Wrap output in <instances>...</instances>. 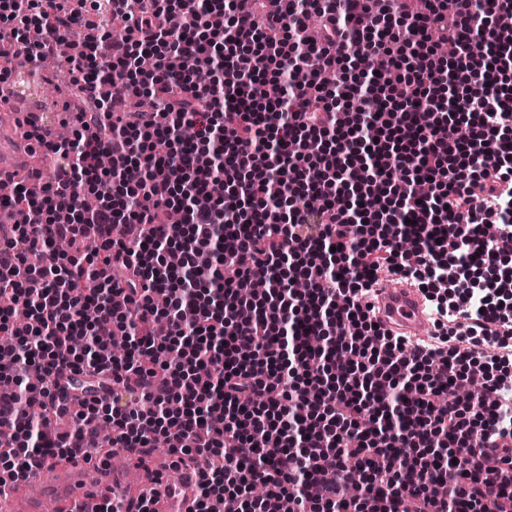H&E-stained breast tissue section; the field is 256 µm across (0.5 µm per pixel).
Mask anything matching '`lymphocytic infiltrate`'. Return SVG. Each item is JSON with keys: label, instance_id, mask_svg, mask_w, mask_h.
<instances>
[{"label": "lymphocytic infiltrate", "instance_id": "f902f5d3", "mask_svg": "<svg viewBox=\"0 0 512 512\" xmlns=\"http://www.w3.org/2000/svg\"><path fill=\"white\" fill-rule=\"evenodd\" d=\"M283 2L0 0L1 84L84 34L71 135L32 124L52 168L4 200L0 495L161 437L212 461L195 512H512V0ZM383 273L435 336L377 323Z\"/></svg>", "mask_w": 512, "mask_h": 512}]
</instances>
